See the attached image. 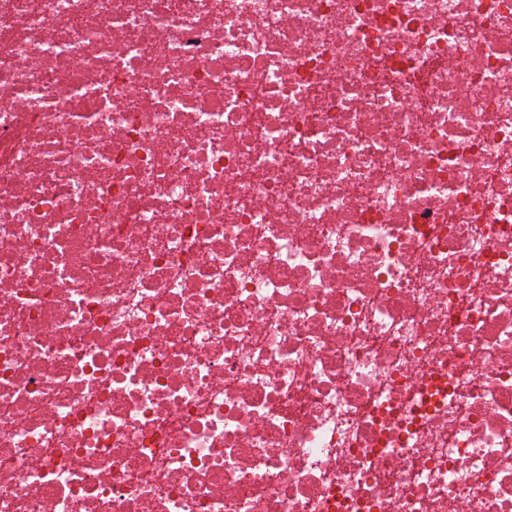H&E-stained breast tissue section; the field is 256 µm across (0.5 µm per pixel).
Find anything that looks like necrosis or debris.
I'll return each instance as SVG.
<instances>
[{"instance_id": "necrosis-or-debris-1", "label": "necrosis or debris", "mask_w": 512, "mask_h": 512, "mask_svg": "<svg viewBox=\"0 0 512 512\" xmlns=\"http://www.w3.org/2000/svg\"><path fill=\"white\" fill-rule=\"evenodd\" d=\"M0 512H512V0H0Z\"/></svg>"}]
</instances>
